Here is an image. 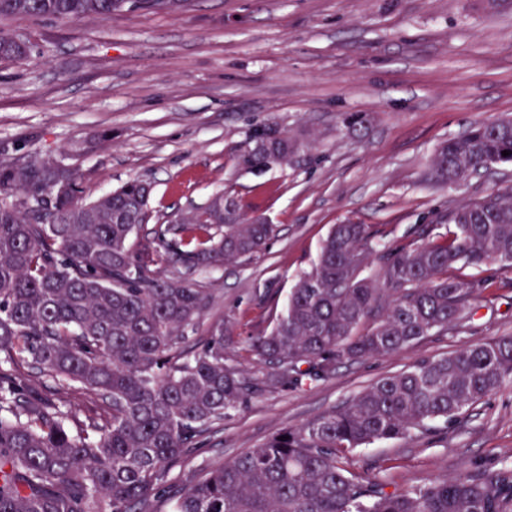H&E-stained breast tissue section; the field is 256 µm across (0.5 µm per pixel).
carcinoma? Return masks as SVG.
I'll list each match as a JSON object with an SVG mask.
<instances>
[{
	"label": "carcinoma",
	"instance_id": "1",
	"mask_svg": "<svg viewBox=\"0 0 512 512\" xmlns=\"http://www.w3.org/2000/svg\"><path fill=\"white\" fill-rule=\"evenodd\" d=\"M123 0H0V18L106 17ZM33 44L0 31V60ZM256 128L243 159L269 168L307 142L269 148ZM507 150L510 155H502ZM512 164V119L444 143L427 180L459 186ZM151 186L132 180L90 199L62 159L0 150V512H149L172 468L258 391L330 377L343 360L407 351L464 327L512 270V186L494 189L378 251L365 224H336L311 270L291 288L244 377L224 357V325L196 338L213 289L184 274L248 260L274 227L217 196L180 224H156L153 251L131 239L149 223ZM377 278L363 275L375 253ZM512 380V336L421 358L348 402L212 468L178 492L172 512H512V465L462 471L407 490L350 472L348 456L454 421ZM87 396L83 418L44 393L47 382Z\"/></svg>",
	"mask_w": 512,
	"mask_h": 512
}]
</instances>
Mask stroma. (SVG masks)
Here are the masks:
<instances>
[{
    "label": "stroma",
    "mask_w": 512,
    "mask_h": 512,
    "mask_svg": "<svg viewBox=\"0 0 512 512\" xmlns=\"http://www.w3.org/2000/svg\"><path fill=\"white\" fill-rule=\"evenodd\" d=\"M36 52L0 61V143L15 156L69 157L88 196L151 183V221L173 223L213 195L234 197L276 226L265 250L201 269L213 288L206 324L247 374V350L283 309L332 225H368L386 248L501 184L512 165L457 187L424 181L437 147L475 124L512 116V0H183L155 9L126 0L111 16L0 19ZM367 125L348 131L349 114ZM303 138L290 166L245 167L253 127ZM108 132L110 141L97 144ZM470 324L410 351L345 361L333 375L257 394L170 474L154 512L188 479L351 400L420 357L512 335V272L497 273ZM512 463V383L453 423L359 449L351 472L406 489L463 469Z\"/></svg>",
    "instance_id": "35a3bbf8"
}]
</instances>
